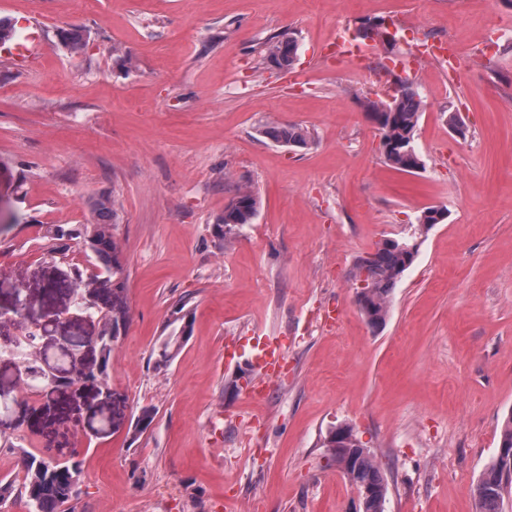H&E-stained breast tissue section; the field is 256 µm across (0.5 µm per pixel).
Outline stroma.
<instances>
[{
  "label": "stroma",
  "instance_id": "35a3bbf8",
  "mask_svg": "<svg viewBox=\"0 0 512 512\" xmlns=\"http://www.w3.org/2000/svg\"><path fill=\"white\" fill-rule=\"evenodd\" d=\"M393 2L415 38L457 46L455 74L418 60L413 40L331 57L337 26L355 34L377 0H0V18L36 24L41 41L30 59L0 44V336L25 334L8 312L20 299L53 322L50 363L71 339L82 354L68 370L94 364L98 324L74 307L70 272L97 269L78 246L48 256L44 230L92 223L101 194L120 215L129 324L107 380L0 410V438L34 452L72 432L77 512H355L326 446L344 425L381 465L386 512H479L512 416V0ZM66 31L84 35L80 54ZM284 33L298 54L281 73L264 56ZM393 56L423 100L414 173L384 163L364 106ZM289 124L307 148L262 134ZM241 187L261 205L228 242L219 219ZM428 206L448 217L372 329L351 271ZM181 306L188 338L156 368ZM259 336L284 360L256 399ZM145 407L155 418L138 434Z\"/></svg>",
  "mask_w": 512,
  "mask_h": 512
}]
</instances>
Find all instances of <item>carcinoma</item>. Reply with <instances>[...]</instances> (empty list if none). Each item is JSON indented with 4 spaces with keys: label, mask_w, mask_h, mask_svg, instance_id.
<instances>
[{
    "label": "carcinoma",
    "mask_w": 512,
    "mask_h": 512,
    "mask_svg": "<svg viewBox=\"0 0 512 512\" xmlns=\"http://www.w3.org/2000/svg\"><path fill=\"white\" fill-rule=\"evenodd\" d=\"M390 32L381 19L367 21L356 30L362 39L378 40L382 43ZM265 58L279 67H292L295 62L292 49L282 47V37L269 42ZM396 112L393 120L381 123V136L391 143L383 150L384 162L404 172H414L424 167L421 155L409 151L413 146L415 128L418 125L422 101L419 94L406 81L400 82V90L394 96ZM263 134L275 143L294 148H305L311 142L307 129L297 125L270 126ZM96 216L93 224H81L71 230L59 227L48 230L52 241L49 252L57 254L68 248L73 241L91 253L97 267L108 273L106 284L112 290V308L118 312L103 316L101 311L83 303L84 294L76 292L74 305L93 316H103L98 344V358L84 379H105L111 361L112 345L121 336V329L127 328L129 318L122 301L125 291L124 265L120 250L108 231V225L119 219L115 200L109 195H99L89 201ZM260 202L247 188H239L235 196L224 206L220 223L224 224V237L237 234L244 225L253 222ZM447 218V212L438 207H427L417 217V223L402 231L395 240H383L372 253V258L361 257L355 264L353 278L366 283L364 300L359 302L361 312L373 328L385 325L389 314L390 296L397 288L404 272L413 264L414 253L409 248H418V239L427 234L436 224ZM171 329L158 344L155 353L156 367L168 366L176 357L187 338V325L178 328L174 322ZM13 356L22 362V383H35L46 394L60 386H71L73 380H56L44 374L39 365L40 353L26 344L17 349ZM6 449L16 455L17 467L23 472V480L17 482L0 480V503L10 498L25 502L27 512H77L80 485L82 483L81 462L77 460L78 450L61 462L44 459L41 455L17 445L12 441L0 440V451ZM336 463L343 475L358 489H370L373 495L366 500L365 512H385L388 484L381 466L369 452L360 449L358 438L352 429H347L346 442L340 453L335 455ZM512 491V463L492 460L479 479L475 494L480 512H501L505 493Z\"/></svg>",
    "instance_id": "1"
}]
</instances>
